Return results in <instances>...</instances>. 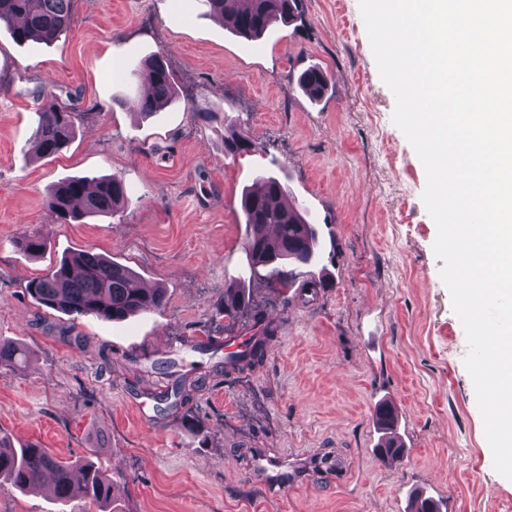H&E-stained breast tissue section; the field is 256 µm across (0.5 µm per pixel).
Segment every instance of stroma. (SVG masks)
Returning <instances> with one entry per match:
<instances>
[{
	"label": "stroma",
	"mask_w": 512,
	"mask_h": 512,
	"mask_svg": "<svg viewBox=\"0 0 512 512\" xmlns=\"http://www.w3.org/2000/svg\"><path fill=\"white\" fill-rule=\"evenodd\" d=\"M153 54L166 55L179 96L146 118L133 109L143 85L131 71ZM313 64L330 82L318 102L297 86ZM51 94L83 117L67 148L39 160L37 111ZM394 108L359 0H303L300 19L258 40L216 21L203 0H74L50 45L16 44L1 27L0 339L29 360L0 368V431L65 460L99 448L118 488L114 512H406L420 493L440 512H512L433 250L425 169ZM231 120L255 145L233 158L223 147ZM263 174L320 233L316 260L288 287L246 260L240 198ZM73 176L122 179L124 206L58 222L43 199ZM26 233L43 239L42 254L19 248ZM79 250L165 288V308L117 323L35 303L28 282ZM239 280L274 336L262 362L224 374L181 342L255 334L254 314L219 313ZM132 354L174 361L199 386L139 419L133 403H151L168 379L137 374ZM383 401L405 446L394 464L377 453L371 410ZM258 452L304 471L331 458L346 473L274 487L246 471ZM87 507L0 480V512Z\"/></svg>",
	"instance_id": "35a3bbf8"
}]
</instances>
